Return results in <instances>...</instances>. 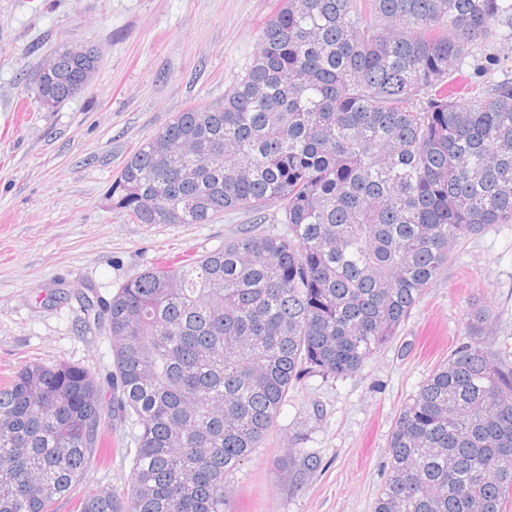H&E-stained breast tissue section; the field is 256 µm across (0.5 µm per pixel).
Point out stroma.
<instances>
[{
	"label": "stroma",
	"mask_w": 512,
	"mask_h": 512,
	"mask_svg": "<svg viewBox=\"0 0 512 512\" xmlns=\"http://www.w3.org/2000/svg\"><path fill=\"white\" fill-rule=\"evenodd\" d=\"M276 0H0V375L64 361L112 369L102 327H83L84 286L109 299L157 262L181 263L235 237L249 214L209 224H135L111 185L175 113L216 103L256 48ZM98 49L93 85L55 108L28 79L62 40ZM490 308L487 347L512 342V223L454 246L398 335L344 378L304 379L263 447L226 481L235 512H373L401 406L464 339L472 304ZM129 423L114 421L90 485L127 482ZM316 455L305 466L295 449Z\"/></svg>",
	"instance_id": "stroma-1"
}]
</instances>
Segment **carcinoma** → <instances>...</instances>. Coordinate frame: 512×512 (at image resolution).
Instances as JSON below:
<instances>
[{
  "instance_id": "1",
  "label": "carcinoma",
  "mask_w": 512,
  "mask_h": 512,
  "mask_svg": "<svg viewBox=\"0 0 512 512\" xmlns=\"http://www.w3.org/2000/svg\"><path fill=\"white\" fill-rule=\"evenodd\" d=\"M503 0H278L224 100L176 113L112 183L138 224H258L87 303L112 340L103 401L85 368L0 380V512H233L225 483L303 378L356 373L397 335L452 244L512 222V79L480 58ZM478 74L448 95L460 66ZM101 56L59 43L34 83L57 107ZM466 316L400 410L373 512H502L512 491V349ZM138 429L124 488L84 478L113 417Z\"/></svg>"
}]
</instances>
